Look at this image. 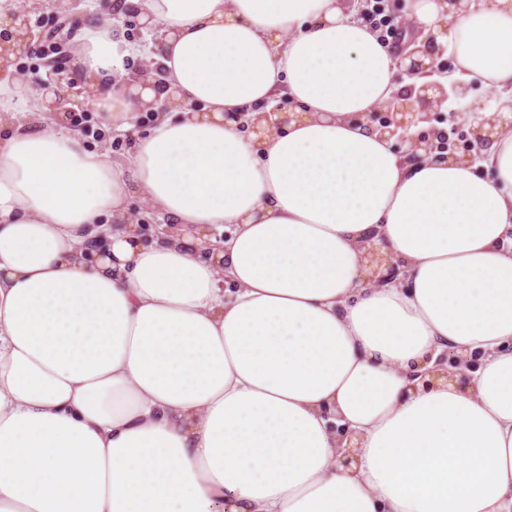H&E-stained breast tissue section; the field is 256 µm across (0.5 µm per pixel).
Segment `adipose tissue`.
<instances>
[{"label": "adipose tissue", "instance_id": "1", "mask_svg": "<svg viewBox=\"0 0 512 512\" xmlns=\"http://www.w3.org/2000/svg\"><path fill=\"white\" fill-rule=\"evenodd\" d=\"M129 5L162 80L109 22L71 50L107 126L177 100L129 163L0 101V512H512V130L397 155L365 115L399 59L350 0ZM410 9L511 113L512 0ZM282 96L262 139L227 118ZM448 349L469 385H414ZM130 208H139L140 209V217H143L146 220L147 225L145 234L147 236L153 235L157 232L158 227L162 224H169L167 218L163 217L159 213H157L152 207L148 206L144 201H142L139 197H132L130 200ZM168 229L172 228V224L167 225ZM364 258L370 271V283L383 285L395 279L398 265L393 263V258L388 252L372 245L366 250Z\"/></svg>", "mask_w": 512, "mask_h": 512}]
</instances>
